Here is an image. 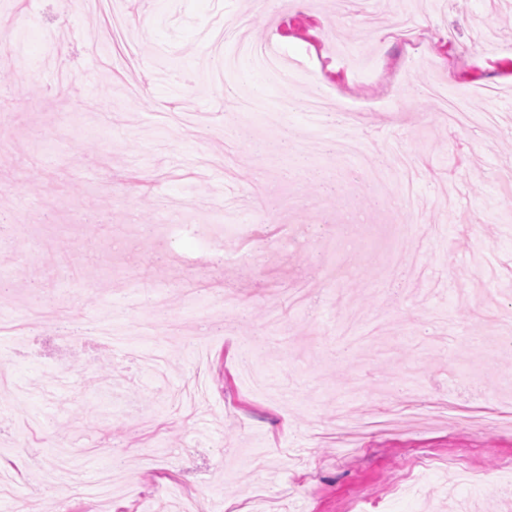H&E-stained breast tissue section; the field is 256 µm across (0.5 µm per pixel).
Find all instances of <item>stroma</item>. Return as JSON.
I'll return each mask as SVG.
<instances>
[{
	"label": "stroma",
	"mask_w": 512,
	"mask_h": 512,
	"mask_svg": "<svg viewBox=\"0 0 512 512\" xmlns=\"http://www.w3.org/2000/svg\"><path fill=\"white\" fill-rule=\"evenodd\" d=\"M119 6L143 29L124 67L111 10L0 0V53L22 59L0 67V512H180L187 493L198 512H505L512 429L459 421L512 414V0ZM228 16L300 72L271 81L226 43V81L267 89L248 115L203 66ZM432 83L494 123L461 124ZM317 94L375 104L338 134L277 109ZM400 148L405 223L398 183L369 178ZM109 310L150 334L80 342ZM426 402L452 420L410 419ZM353 407L393 431L329 438Z\"/></svg>",
	"instance_id": "35a3bbf8"
}]
</instances>
